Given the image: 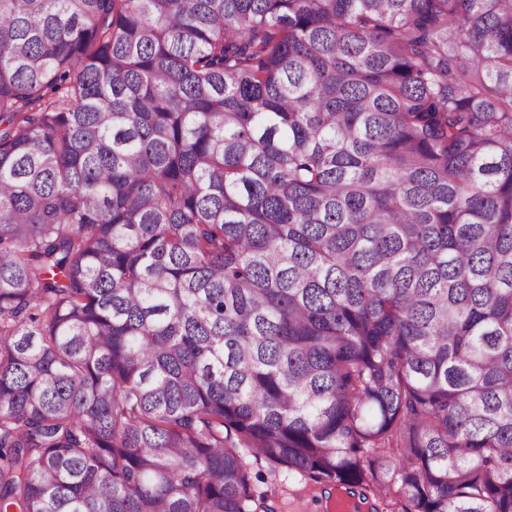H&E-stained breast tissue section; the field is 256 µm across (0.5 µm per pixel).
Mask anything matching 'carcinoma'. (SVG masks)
I'll return each mask as SVG.
<instances>
[{"label": "carcinoma", "mask_w": 512, "mask_h": 512, "mask_svg": "<svg viewBox=\"0 0 512 512\" xmlns=\"http://www.w3.org/2000/svg\"><path fill=\"white\" fill-rule=\"evenodd\" d=\"M512 512V0H0V512ZM270 465L263 460L250 461L252 481L257 491H271V505L275 512H327L324 509V493L313 484H306L298 479L288 480V477L280 478L282 488H275L270 484ZM296 500V501H295ZM295 501V508L291 509L289 503Z\"/></svg>", "instance_id": "carcinoma-1"}]
</instances>
